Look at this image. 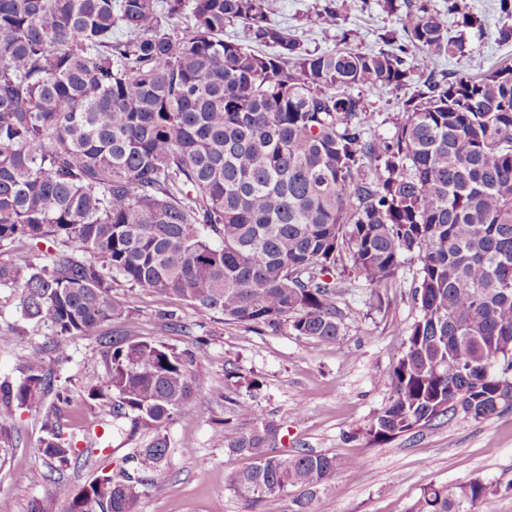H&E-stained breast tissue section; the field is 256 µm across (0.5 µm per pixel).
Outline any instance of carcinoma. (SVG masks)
I'll return each instance as SVG.
<instances>
[{
	"mask_svg": "<svg viewBox=\"0 0 512 512\" xmlns=\"http://www.w3.org/2000/svg\"><path fill=\"white\" fill-rule=\"evenodd\" d=\"M464 28L467 0H448ZM190 15V23L180 20ZM238 22L242 35L224 39ZM395 37L365 51L316 54L271 22L269 0H0V248L52 240L62 250L22 266L0 262V286L26 320L67 338L96 336L129 315L123 280L224 320L288 324L296 335L343 336L336 279L346 259L373 293L401 258L419 260L393 394L366 427L387 441L459 411L475 421L512 407V61L438 77L439 59L468 53L464 35L417 0ZM273 48L261 53L253 45ZM418 51L427 74L412 77ZM411 87L383 137L365 95ZM112 418L153 430L132 459L76 490L56 482L67 512H138L166 488L167 424L204 402L193 353L106 336ZM41 348L0 383V463L18 440L15 410L67 402ZM42 454L57 470L76 450L52 421ZM260 423L212 439L253 464L230 488L252 499L317 494L352 468L326 453L274 454ZM493 485L430 486L410 512H487Z\"/></svg>",
	"mask_w": 512,
	"mask_h": 512,
	"instance_id": "1",
	"label": "carcinoma"
}]
</instances>
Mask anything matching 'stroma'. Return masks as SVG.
I'll return each instance as SVG.
<instances>
[{
    "label": "stroma",
    "instance_id": "obj_1",
    "mask_svg": "<svg viewBox=\"0 0 512 512\" xmlns=\"http://www.w3.org/2000/svg\"><path fill=\"white\" fill-rule=\"evenodd\" d=\"M334 3L337 24L308 28L306 15ZM482 16V32L471 33L469 52L442 59L440 70L480 74L505 58L512 59V42L498 40L504 18L498 0H468ZM383 0H271L269 17L288 28L306 48L322 53L341 41L366 50L381 36L401 31L397 17L382 8ZM407 92L388 89L371 94V128L388 137L402 112ZM419 261L405 255L387 288L372 293L358 277L342 281L339 306L344 314L343 337L324 343L295 335L288 327H248L225 321L223 315L196 308L172 297L159 299L148 292L116 284L113 293L130 301L132 313L105 322L103 334L124 333L194 353L192 369L205 379V404H189L169 423L167 486L162 494L143 495L139 512H290L292 493L259 502L235 493L229 479L249 466L247 457L232 453L212 440L215 421L227 422L229 435L251 428L255 419L274 422L277 454L289 457L298 450L329 453L354 460L353 469L314 501L315 512H409L423 490L432 485L456 487L481 479L497 488L496 512H512V410L476 421L464 413L385 442L363 429L392 394L390 370L404 350V328L419 316L412 299ZM11 289L0 288V380H17L28 350L48 347V328L24 320L15 309ZM176 314L171 328L165 314ZM70 359L57 368L69 402L57 414L65 439L77 448L59 480L81 488L101 469H114L133 449L145 447L153 434L130 435L127 420L113 421L105 410L111 396L89 399L87 382L103 375L106 363L97 337L68 340ZM252 397L255 418L237 415L236 399ZM49 408L34 405L15 412L11 428L19 444L0 465V497L9 498L15 512H27L32 499H41L47 512H65L54 495V483L34 482L48 472L41 452L43 425Z\"/></svg>",
    "mask_w": 512,
    "mask_h": 512
}]
</instances>
